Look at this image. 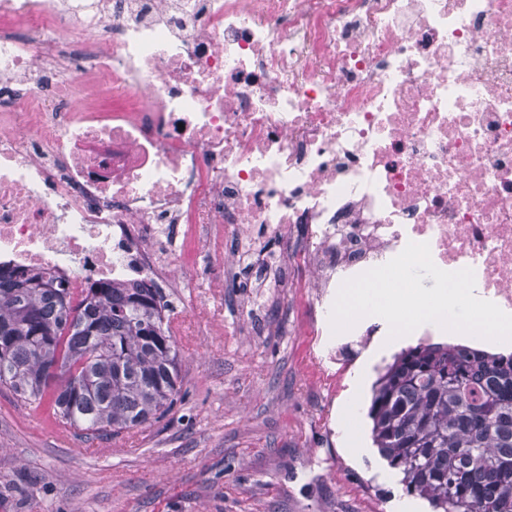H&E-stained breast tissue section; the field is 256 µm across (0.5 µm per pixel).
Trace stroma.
<instances>
[{"label":"stroma","mask_w":512,"mask_h":512,"mask_svg":"<svg viewBox=\"0 0 512 512\" xmlns=\"http://www.w3.org/2000/svg\"><path fill=\"white\" fill-rule=\"evenodd\" d=\"M263 274L244 264L215 293L198 267L174 301L193 329L177 339L180 395L151 426L88 441L1 387L0 512H431L374 447L368 417L378 367L417 336L384 329L343 363L322 361L290 292L245 307Z\"/></svg>","instance_id":"stroma-1"}]
</instances>
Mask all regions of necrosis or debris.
Segmentation results:
<instances>
[{
	"label": "necrosis or debris",
	"instance_id": "obj_1",
	"mask_svg": "<svg viewBox=\"0 0 512 512\" xmlns=\"http://www.w3.org/2000/svg\"><path fill=\"white\" fill-rule=\"evenodd\" d=\"M256 227L316 335L411 242L512 314V0H0V268L167 295Z\"/></svg>",
	"mask_w": 512,
	"mask_h": 512
}]
</instances>
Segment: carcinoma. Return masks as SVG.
I'll use <instances>...</instances> for the list:
<instances>
[{
	"label": "carcinoma",
	"instance_id": "carcinoma-1",
	"mask_svg": "<svg viewBox=\"0 0 512 512\" xmlns=\"http://www.w3.org/2000/svg\"><path fill=\"white\" fill-rule=\"evenodd\" d=\"M160 292L0 269V387L112 438L177 402L180 351ZM372 442L432 512H512V353L417 344L378 370Z\"/></svg>",
	"mask_w": 512,
	"mask_h": 512
}]
</instances>
